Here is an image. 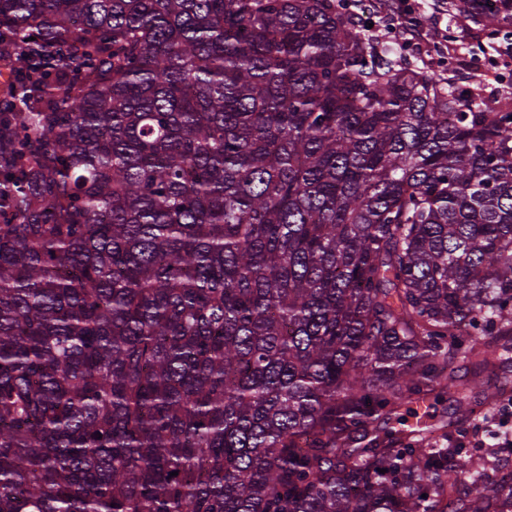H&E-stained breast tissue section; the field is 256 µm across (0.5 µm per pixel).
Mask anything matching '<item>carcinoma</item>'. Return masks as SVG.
Masks as SVG:
<instances>
[{"label":"carcinoma","mask_w":512,"mask_h":512,"mask_svg":"<svg viewBox=\"0 0 512 512\" xmlns=\"http://www.w3.org/2000/svg\"><path fill=\"white\" fill-rule=\"evenodd\" d=\"M0 67V512H512V87L349 0H0Z\"/></svg>","instance_id":"1"}]
</instances>
